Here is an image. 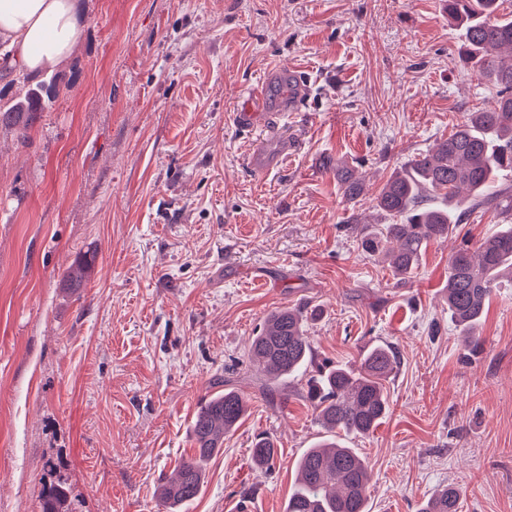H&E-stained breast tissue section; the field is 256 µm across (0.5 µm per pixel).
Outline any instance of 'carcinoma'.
<instances>
[{
    "mask_svg": "<svg viewBox=\"0 0 512 512\" xmlns=\"http://www.w3.org/2000/svg\"><path fill=\"white\" fill-rule=\"evenodd\" d=\"M499 0H448V17L457 26L462 58L499 88L495 107L469 112L448 138L408 162L384 184L375 207L391 220L380 231L361 228L362 251L389 263L397 283H406L418 269L432 241L461 237L448 260L445 296L448 312L461 328L469 351L480 347L476 328L501 273L512 277V224L501 227L472 246L460 226L467 212L492 205L512 213V18L497 14ZM336 181L350 207L362 186L346 162L338 160ZM471 192L461 208L455 197ZM307 312L282 308L268 315L252 340L250 360L269 380L307 374L308 396L319 424L329 433L297 463V480L286 512H367L370 473L354 449L336 441L343 436H367L389 413L386 381L397 366L390 345L370 347L359 369L346 365H315L305 334ZM248 399L227 390L205 401L193 425L195 455L162 485L160 505L178 512L193 500L204 481L203 463L224 446V436L243 418ZM256 464L269 468L275 444L268 437L252 448ZM460 489L448 485L424 502L419 512H458ZM41 512H73L69 488L58 480L42 488Z\"/></svg>",
    "mask_w": 512,
    "mask_h": 512,
    "instance_id": "obj_1",
    "label": "carcinoma"
}]
</instances>
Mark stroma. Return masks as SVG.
Instances as JSON below:
<instances>
[{"instance_id": "1", "label": "stroma", "mask_w": 512, "mask_h": 512, "mask_svg": "<svg viewBox=\"0 0 512 512\" xmlns=\"http://www.w3.org/2000/svg\"><path fill=\"white\" fill-rule=\"evenodd\" d=\"M65 67L0 71V512H40L64 480L76 512H159L192 455L199 406L249 399L188 512H285L296 462L324 440L305 380L248 359L264 318L307 307L316 362L375 344L400 364L390 411L348 444L365 457L368 512H417L455 485L459 512H512V282L494 289L465 355L443 290L458 241L431 243L411 282L364 255L378 190L498 89L464 68L446 0H80ZM310 90L269 171L232 114L268 82L258 122L283 112L281 72ZM364 186L349 208L325 163ZM94 254L80 286L67 270ZM271 438V469L254 465Z\"/></svg>"}]
</instances>
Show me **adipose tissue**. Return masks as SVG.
Listing matches in <instances>:
<instances>
[{
	"label": "adipose tissue",
	"mask_w": 512,
	"mask_h": 512,
	"mask_svg": "<svg viewBox=\"0 0 512 512\" xmlns=\"http://www.w3.org/2000/svg\"><path fill=\"white\" fill-rule=\"evenodd\" d=\"M83 28L76 0H0V53L26 71L64 66Z\"/></svg>",
	"instance_id": "adipose-tissue-1"
}]
</instances>
